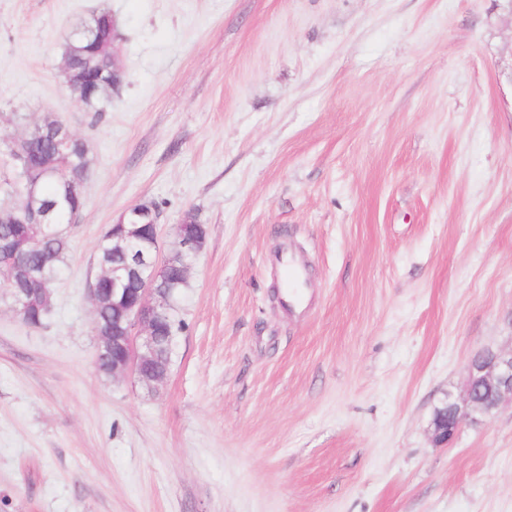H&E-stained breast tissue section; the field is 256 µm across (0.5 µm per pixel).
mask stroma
Instances as JSON below:
<instances>
[{"label": "stroma", "instance_id": "stroma-1", "mask_svg": "<svg viewBox=\"0 0 512 512\" xmlns=\"http://www.w3.org/2000/svg\"><path fill=\"white\" fill-rule=\"evenodd\" d=\"M98 9L101 114L61 75ZM509 69L507 0H0V139L50 112L94 158L44 324L0 297V512H512V406L432 431L512 346ZM138 204L164 259L207 226L152 390L96 370L88 298ZM81 17L88 19L89 15ZM81 22L82 20L72 26L69 40L66 43L64 57H66L69 67L75 72L98 75L100 70L98 53L103 63L108 65L112 63V82L107 75H102L100 78L101 84L97 91L75 79H68L66 83L71 82L68 87L72 94L83 105L90 108L92 112H105V108L112 102V83L115 88L121 85L124 70L117 59L113 41L112 43L99 41L96 47V43L87 38L84 33L76 32ZM280 265L285 270L287 281L286 303L290 308H300L306 301V278L302 265L293 257L279 258Z\"/></svg>", "mask_w": 512, "mask_h": 512}]
</instances>
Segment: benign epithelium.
Masks as SVG:
<instances>
[{
	"instance_id": "1",
	"label": "benign epithelium",
	"mask_w": 512,
	"mask_h": 512,
	"mask_svg": "<svg viewBox=\"0 0 512 512\" xmlns=\"http://www.w3.org/2000/svg\"><path fill=\"white\" fill-rule=\"evenodd\" d=\"M97 53L102 62L112 65V83L118 87L122 83L124 70L121 67L111 42H98ZM51 138L57 145V154L67 153L72 144L82 139L67 124L54 129ZM48 174L63 180L71 186L81 184L84 174L66 162L50 166ZM46 213L35 208L29 210V234L31 241L39 242V233L45 223ZM160 215L154 214L150 221V249L133 245L140 238L138 223L122 225V231L105 236L100 247L112 242L114 247L125 249L126 263L112 269L102 268L92 288L90 302L98 307L105 296L112 297V307L119 317L112 323V335L95 332V354H100L99 346L104 345L118 351L112 360V377L128 372L148 387L159 384L162 375H149L145 366L155 355L157 329L167 316L169 300L160 294L163 282L169 275L172 259L160 263L158 230ZM506 402L512 403V348L490 349L477 352L468 362V377L464 392L456 397L448 395L442 407L435 410L433 418L434 438L443 444L454 441L465 418L489 422Z\"/></svg>"
}]
</instances>
